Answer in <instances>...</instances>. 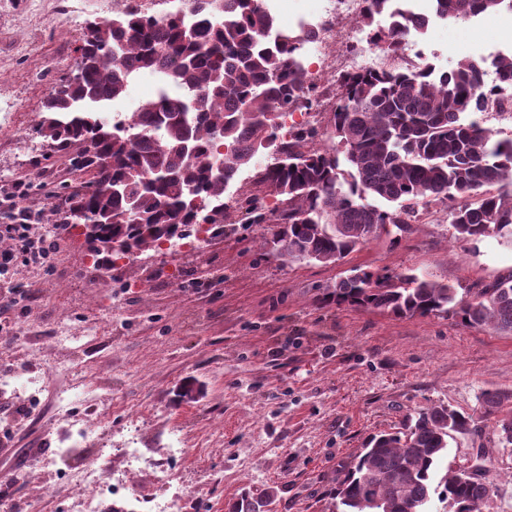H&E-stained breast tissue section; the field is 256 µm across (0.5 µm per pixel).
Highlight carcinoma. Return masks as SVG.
<instances>
[{
  "mask_svg": "<svg viewBox=\"0 0 512 512\" xmlns=\"http://www.w3.org/2000/svg\"><path fill=\"white\" fill-rule=\"evenodd\" d=\"M431 6L447 21L512 12V0ZM387 15L388 26H377ZM359 23L373 45L392 51L417 31L394 0H366ZM91 28L83 82L62 81L43 114L56 126L48 150L89 175L77 190L62 187L65 208L52 206L54 223L70 226L84 210L98 215L100 243L90 245L103 266L117 258L105 246L113 238L130 255L175 243L202 220L212 236L224 234V193L261 153L272 158L260 170L265 195L237 205L250 224L274 216L260 247L290 263L334 264L382 232L397 241L432 202L445 206L455 239L493 236L512 246V138H496L479 117L512 106L495 96L500 88L485 89L491 69L512 87V55L465 57L450 70L424 59L405 73L340 78L327 122L337 144L310 151L315 128L294 125L281 135L285 111L306 96L299 55L310 34L278 29L263 0H187L164 20L129 12ZM141 74L160 82L153 99L114 119L99 115ZM267 196L281 207L267 210ZM321 300L398 318L451 313L512 334V270L459 299L448 284L413 273L354 268L323 288ZM482 404L498 445L512 446V390L486 392ZM471 429L467 413L435 405L398 431L369 436L338 482L336 512H430L435 496L452 512H482L497 492L485 449L463 469H441L448 438ZM271 504L244 494L230 512H270Z\"/></svg>",
  "mask_w": 512,
  "mask_h": 512,
  "instance_id": "obj_1",
  "label": "carcinoma"
}]
</instances>
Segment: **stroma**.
<instances>
[{"label":"stroma","instance_id":"35a3bbf8","mask_svg":"<svg viewBox=\"0 0 512 512\" xmlns=\"http://www.w3.org/2000/svg\"><path fill=\"white\" fill-rule=\"evenodd\" d=\"M99 0H0V190L26 181L39 231L58 245L49 265L0 276L28 292L0 309V376L39 387L0 393V480L12 479L7 512H28L46 486L61 504L71 468L128 445L153 462L175 435L189 452L168 462L203 512H228L241 493L272 497V512H333L341 470L375 432L408 414L448 405L473 415L476 432L448 442V465L486 448L498 491L484 512H512V454L499 450L482 414L486 391L512 388V335L452 316L396 318L327 306L319 296L352 268L411 271L458 289L480 288L512 269V247L495 237L461 242L446 210H422L400 240L380 235L332 265L282 264L260 248L265 225L244 213L200 253L140 252L116 277L95 267L81 234L47 223L51 192L85 177L52 153L38 128L42 104L76 63ZM512 50V12L436 23L406 39L402 57L424 51L453 67L462 48ZM195 401L180 396L185 383ZM79 390L103 420L89 443L63 454L70 417L59 397Z\"/></svg>","mask_w":512,"mask_h":512}]
</instances>
